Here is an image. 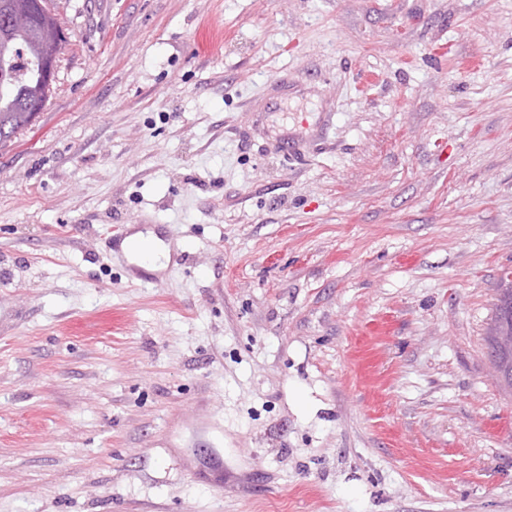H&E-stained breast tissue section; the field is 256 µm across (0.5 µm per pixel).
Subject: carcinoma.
<instances>
[{
  "label": "carcinoma",
  "mask_w": 512,
  "mask_h": 512,
  "mask_svg": "<svg viewBox=\"0 0 512 512\" xmlns=\"http://www.w3.org/2000/svg\"><path fill=\"white\" fill-rule=\"evenodd\" d=\"M62 30L47 0H0V144L33 126L29 105L48 100L51 87L38 66L40 56L56 47ZM512 336V284L499 289L494 327L487 337Z\"/></svg>",
  "instance_id": "carcinoma-1"
}]
</instances>
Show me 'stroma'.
Listing matches in <instances>:
<instances>
[{
    "mask_svg": "<svg viewBox=\"0 0 512 512\" xmlns=\"http://www.w3.org/2000/svg\"><path fill=\"white\" fill-rule=\"evenodd\" d=\"M50 7L0 147V512H512V0ZM121 249L127 255L131 249L140 252L143 261L138 265L148 271H159L169 262V250L151 230L133 232L122 242ZM512 336V284L499 288L495 304L494 327L487 337L489 349H492L499 336Z\"/></svg>",
    "mask_w": 512,
    "mask_h": 512,
    "instance_id": "1",
    "label": "stroma"
}]
</instances>
